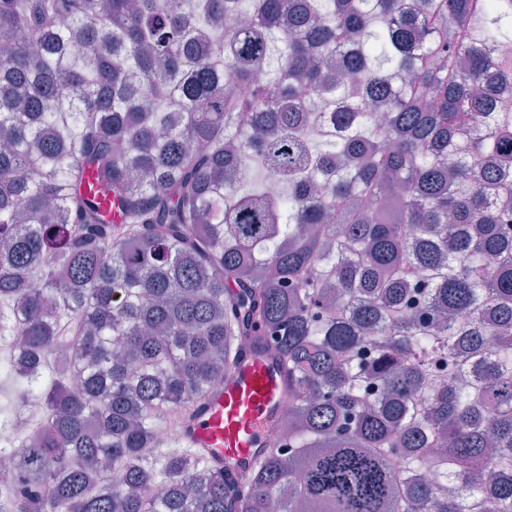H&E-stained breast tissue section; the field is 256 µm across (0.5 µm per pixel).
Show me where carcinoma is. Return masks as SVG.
Masks as SVG:
<instances>
[{"label":"carcinoma","instance_id":"1","mask_svg":"<svg viewBox=\"0 0 512 512\" xmlns=\"http://www.w3.org/2000/svg\"><path fill=\"white\" fill-rule=\"evenodd\" d=\"M509 41L512 0H0L4 369L52 412L0 512H512ZM244 337L283 439L163 448Z\"/></svg>","mask_w":512,"mask_h":512}]
</instances>
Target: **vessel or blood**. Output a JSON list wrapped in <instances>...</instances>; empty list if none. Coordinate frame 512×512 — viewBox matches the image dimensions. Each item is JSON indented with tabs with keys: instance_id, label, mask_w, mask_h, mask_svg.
Masks as SVG:
<instances>
[{
	"instance_id": "b4317fda",
	"label": "vessel or blood",
	"mask_w": 512,
	"mask_h": 512,
	"mask_svg": "<svg viewBox=\"0 0 512 512\" xmlns=\"http://www.w3.org/2000/svg\"><path fill=\"white\" fill-rule=\"evenodd\" d=\"M287 394L281 368L262 353H245L235 374L192 410L172 442L217 466L248 469Z\"/></svg>"
}]
</instances>
